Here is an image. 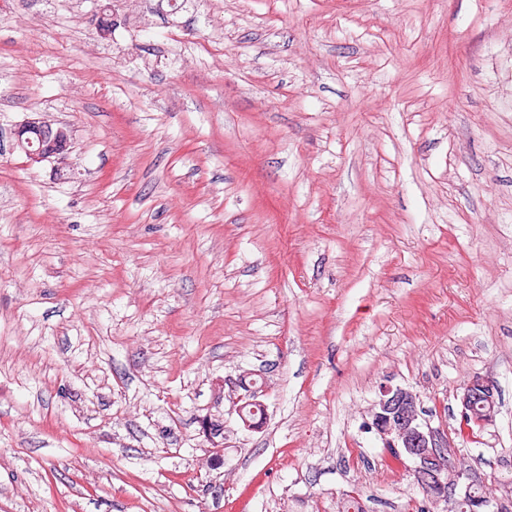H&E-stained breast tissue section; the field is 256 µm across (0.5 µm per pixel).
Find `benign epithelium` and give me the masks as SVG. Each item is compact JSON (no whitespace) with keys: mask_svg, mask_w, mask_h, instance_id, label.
Returning a JSON list of instances; mask_svg holds the SVG:
<instances>
[{"mask_svg":"<svg viewBox=\"0 0 512 512\" xmlns=\"http://www.w3.org/2000/svg\"><path fill=\"white\" fill-rule=\"evenodd\" d=\"M14 135L16 145L25 153L31 166L45 161L61 163L69 154L70 130L40 117L21 123ZM418 400L419 395L409 389L390 384L380 387L379 398L374 404L373 424L385 446L412 460L416 474L431 478L425 486L427 500H446L455 505L478 502L475 491L485 483L484 478L474 469H456L447 462L454 444L423 419ZM459 401L463 423L472 418L478 407L484 409L479 420L482 425L492 422L496 415V387L485 377L470 378L463 386ZM202 434L214 450L224 449L223 421L203 420Z\"/></svg>","mask_w":512,"mask_h":512,"instance_id":"obj_1","label":"benign epithelium"}]
</instances>
